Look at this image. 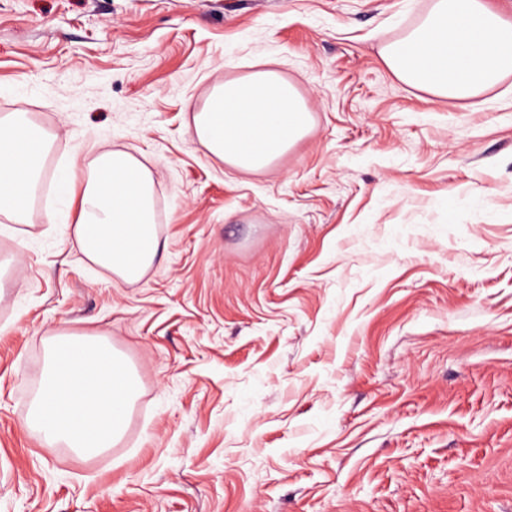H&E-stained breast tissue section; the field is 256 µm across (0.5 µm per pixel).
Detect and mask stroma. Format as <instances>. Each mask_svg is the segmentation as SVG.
<instances>
[{
	"instance_id": "obj_1",
	"label": "stroma",
	"mask_w": 512,
	"mask_h": 512,
	"mask_svg": "<svg viewBox=\"0 0 512 512\" xmlns=\"http://www.w3.org/2000/svg\"><path fill=\"white\" fill-rule=\"evenodd\" d=\"M433 0H0V117L52 137L0 234V512H512V75L467 101L380 47ZM306 136L242 172L193 135L262 67ZM151 172L163 246L136 281L72 254L58 180ZM135 369L121 439L25 432L47 338Z\"/></svg>"
}]
</instances>
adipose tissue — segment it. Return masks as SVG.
Returning <instances> with one entry per match:
<instances>
[{
  "label": "adipose tissue",
  "instance_id": "ef3b65f1",
  "mask_svg": "<svg viewBox=\"0 0 512 512\" xmlns=\"http://www.w3.org/2000/svg\"><path fill=\"white\" fill-rule=\"evenodd\" d=\"M380 57L398 80L435 99H471L512 74V22L484 0H434L417 25L381 47ZM311 121L297 87L275 70L260 69L217 85L193 132L210 154L258 171L287 153ZM50 142L49 133L25 117L0 120V216L23 221ZM62 188L80 195L77 223L62 228L71 252L120 280H138L161 250L149 170L127 152H106L82 184L70 179Z\"/></svg>",
  "mask_w": 512,
  "mask_h": 512
}]
</instances>
